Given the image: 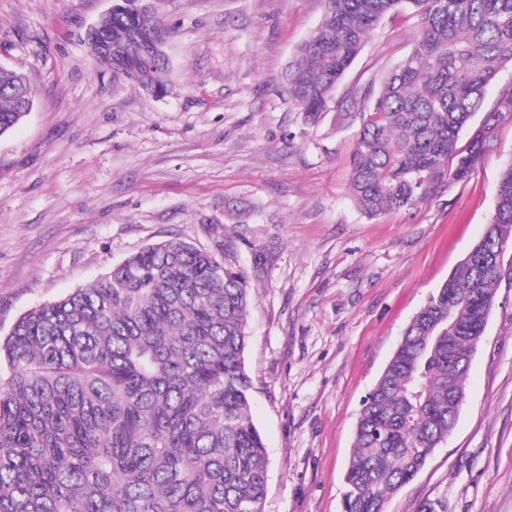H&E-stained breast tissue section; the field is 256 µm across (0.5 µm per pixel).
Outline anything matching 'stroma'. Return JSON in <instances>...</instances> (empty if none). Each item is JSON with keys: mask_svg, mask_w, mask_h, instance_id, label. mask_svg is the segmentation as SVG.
Returning a JSON list of instances; mask_svg holds the SVG:
<instances>
[{"mask_svg": "<svg viewBox=\"0 0 512 512\" xmlns=\"http://www.w3.org/2000/svg\"><path fill=\"white\" fill-rule=\"evenodd\" d=\"M109 0H0V68L31 112L0 136V336L139 249L232 241L251 279L246 369L267 450L263 512H342L360 403L408 322L490 223L512 163L499 127L464 185L370 219L348 196L355 126L307 124L285 74L322 0H154L171 31L165 96L83 40ZM417 20L380 21L336 90L379 84ZM249 203L248 223L224 221ZM446 443L387 503L512 512V285L501 283Z\"/></svg>", "mask_w": 512, "mask_h": 512, "instance_id": "1", "label": "stroma"}]
</instances>
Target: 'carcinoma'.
Masks as SVG:
<instances>
[{"instance_id": "1", "label": "carcinoma", "mask_w": 512, "mask_h": 512, "mask_svg": "<svg viewBox=\"0 0 512 512\" xmlns=\"http://www.w3.org/2000/svg\"><path fill=\"white\" fill-rule=\"evenodd\" d=\"M317 28L288 65V95L317 125L379 21L417 18L411 50L379 89L357 85L349 195L376 218L465 184L496 129L512 121V84L485 103L512 62V0H323ZM138 0H112L96 60L160 97L170 30L154 18L151 60L131 32ZM112 43L107 57L102 43ZM20 75L0 69V135L22 118ZM479 123H474L476 114ZM493 224L512 228V164ZM512 236L484 233L408 323L358 413L343 512L385 504L448 440L449 399L468 366H448L484 335L512 262ZM251 284L236 263L181 240L148 245L100 280L20 316L0 339V512H262L267 458L245 369Z\"/></svg>"}]
</instances>
